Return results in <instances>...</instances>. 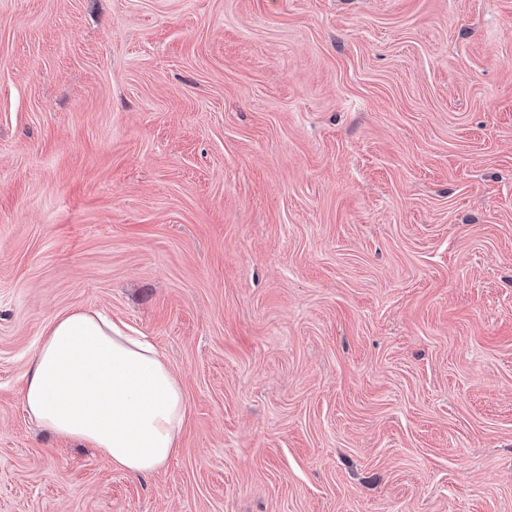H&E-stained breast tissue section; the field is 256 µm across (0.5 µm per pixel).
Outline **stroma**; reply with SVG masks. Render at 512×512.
<instances>
[{
	"label": "stroma",
	"instance_id": "stroma-1",
	"mask_svg": "<svg viewBox=\"0 0 512 512\" xmlns=\"http://www.w3.org/2000/svg\"><path fill=\"white\" fill-rule=\"evenodd\" d=\"M76 307L155 473L24 408ZM0 512H512V0H0ZM132 332L102 311L58 316L36 347L22 397L40 426L147 475L177 454L187 404L155 346Z\"/></svg>",
	"mask_w": 512,
	"mask_h": 512
}]
</instances>
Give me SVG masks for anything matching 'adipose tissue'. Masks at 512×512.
Returning a JSON list of instances; mask_svg holds the SVG:
<instances>
[{"label": "adipose tissue", "instance_id": "ef3b65f1", "mask_svg": "<svg viewBox=\"0 0 512 512\" xmlns=\"http://www.w3.org/2000/svg\"><path fill=\"white\" fill-rule=\"evenodd\" d=\"M23 402L40 426L137 475L177 454L187 413L182 386L155 346L104 312L82 308L45 328Z\"/></svg>", "mask_w": 512, "mask_h": 512}]
</instances>
